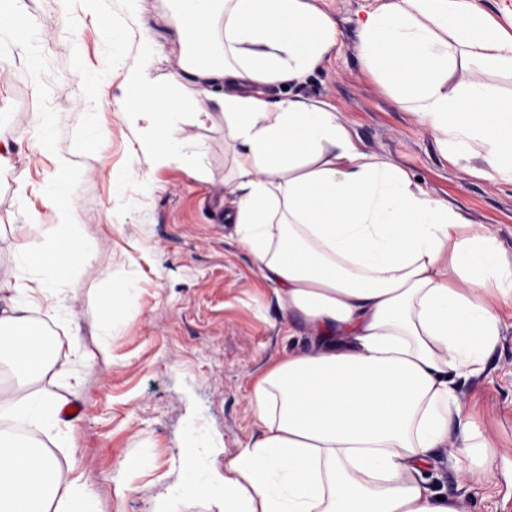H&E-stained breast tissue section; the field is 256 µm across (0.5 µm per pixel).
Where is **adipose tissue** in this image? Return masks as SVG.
Returning <instances> with one entry per match:
<instances>
[{
    "label": "adipose tissue",
    "instance_id": "obj_1",
    "mask_svg": "<svg viewBox=\"0 0 512 512\" xmlns=\"http://www.w3.org/2000/svg\"><path fill=\"white\" fill-rule=\"evenodd\" d=\"M172 25L190 53L164 86L152 72L163 51L139 17V0H53L64 31L101 19L105 46L94 65L71 49L67 66L82 101L98 92L123 55L130 21L140 50L127 65L122 104L138 148L112 177L108 224L142 196V159L182 162L206 176L204 147L186 125L224 111L237 162L224 178L234 195L226 216L279 310L302 320L310 349L289 354L253 387L260 436L214 488L204 417L189 430L193 467L184 497L218 490L224 512H459L417 478L428 453L448 444L449 424L465 412L456 383L478 371L500 341L503 308H512V256L483 224L431 195L409 172L354 140L335 108L287 98L273 104L258 84L303 82L341 51L338 23L312 0H177ZM363 68L447 155L479 157L512 182V32L476 0H383L358 22ZM50 51L41 19L0 0V70L42 93ZM477 72L494 83L474 80ZM192 74L184 84V74ZM56 113H38L33 150L48 173H14L0 152V174L16 184L26 228L9 274L8 315L0 316V512H100L76 466L61 467L38 436L66 445L76 428L64 404L30 395L36 378L67 352L63 370L80 396L85 361L76 339L43 337L30 313L38 300L60 325L73 322L81 272L92 255L73 200L79 176L51 151ZM39 197L41 207L30 203ZM136 256L106 272L86 317L102 353L127 332L145 292Z\"/></svg>",
    "mask_w": 512,
    "mask_h": 512
}]
</instances>
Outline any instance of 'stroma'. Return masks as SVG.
Returning <instances> with one entry per match:
<instances>
[{"mask_svg": "<svg viewBox=\"0 0 512 512\" xmlns=\"http://www.w3.org/2000/svg\"><path fill=\"white\" fill-rule=\"evenodd\" d=\"M377 0H322L337 21L341 52L303 83L284 88L261 86L263 97L278 102L290 96L329 103L340 112L365 150L405 168L434 196L461 208L474 223L488 226L512 254V184L493 174L472 175L466 161H455L437 145L373 76L358 54L357 18ZM146 18L164 45L153 76L166 83L188 51L169 25L171 0H140ZM50 45L76 43L86 63H96L104 37L102 23L85 18L73 34L46 21ZM125 59H117L111 81L100 97L110 104L111 136L87 149L96 114L77 110L69 92L67 68L53 63L54 79L41 95L26 80L0 75V102L11 110L14 138L9 144L15 171L40 180L42 168L32 159L29 139L33 119L44 104L59 118L52 135L54 150L67 155L82 175L77 203L94 237L95 255L82 272L84 289L94 288L102 273L123 263L139 238L138 210L123 221L122 233L107 225L112 193L109 173L122 168L136 147L118 105L127 95ZM185 132L202 143L208 179H198L189 165L175 163L152 172L144 195L153 248L140 259L147 288L141 311L129 332L102 355L85 317L58 326L32 302L31 314L49 334L71 333L81 343L86 362L81 420L70 439L71 453L59 454L61 465L77 460L83 481L97 498L100 512H169L187 479V427L199 414L211 430L210 462L215 485L231 477L232 461L256 439L260 424L249 403L254 384L288 352L307 344L303 323L287 337L274 291L260 275L251 255L224 220L229 194L224 173L232 152L224 143V117ZM16 185L0 177V276L21 237ZM500 343L483 371L460 381L459 393L471 415L474 443L461 454L455 444L434 449L420 470L426 485L456 500L460 512H512V310L501 312ZM488 464L492 477L480 483L465 472Z\"/></svg>", "mask_w": 512, "mask_h": 512, "instance_id": "1", "label": "stroma"}]
</instances>
